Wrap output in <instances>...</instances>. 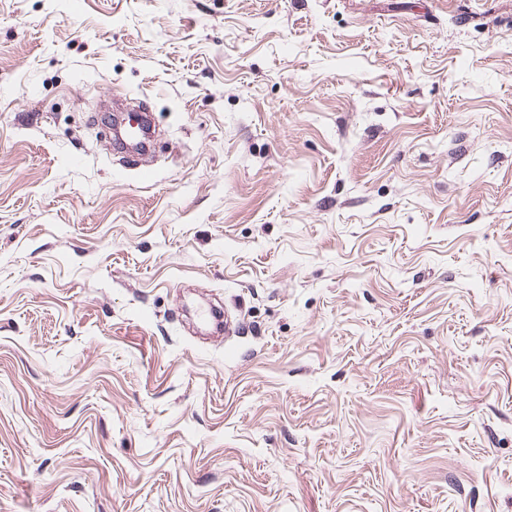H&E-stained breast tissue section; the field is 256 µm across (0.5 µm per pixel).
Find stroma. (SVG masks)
<instances>
[{
  "label": "stroma",
  "mask_w": 512,
  "mask_h": 512,
  "mask_svg": "<svg viewBox=\"0 0 512 512\" xmlns=\"http://www.w3.org/2000/svg\"><path fill=\"white\" fill-rule=\"evenodd\" d=\"M0 512H512V0H0Z\"/></svg>",
  "instance_id": "35a3bbf8"
}]
</instances>
